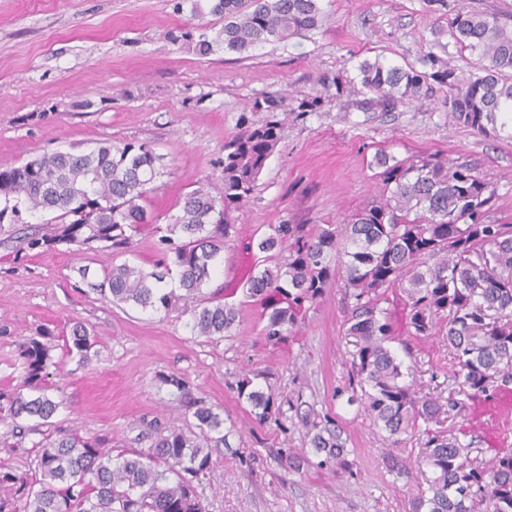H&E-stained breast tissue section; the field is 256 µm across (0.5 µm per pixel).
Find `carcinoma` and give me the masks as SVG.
Listing matches in <instances>:
<instances>
[{
    "mask_svg": "<svg viewBox=\"0 0 512 512\" xmlns=\"http://www.w3.org/2000/svg\"><path fill=\"white\" fill-rule=\"evenodd\" d=\"M191 13L224 20L210 37L196 41L199 55L246 53L322 26L320 0H179ZM456 41L478 55L480 74L460 79L446 68L426 75L380 60L360 65V83L384 102L408 104L421 96L428 77L448 86V110L456 123L512 139V25L494 14L465 12L454 22ZM270 100L264 123L225 139L220 159L222 195L199 187L176 202L177 213L160 223L148 203L151 184L161 175L158 156L145 144L101 143L80 153L57 151L20 166L0 167V228L25 223V215L50 213L45 227L19 236V249L74 251L102 249L131 256L137 237L157 238L160 260L146 269L129 260L114 264L88 286L113 304L169 309L175 298L198 299L224 249L236 241L233 213L248 203L267 160L281 139L282 120ZM382 187L341 224H270L244 250L260 256L242 280L245 297L261 302L260 335L274 347L288 342L309 306L336 286L351 300L343 336L351 383L360 390L364 412L397 447L401 435L444 413L443 405L416 395L402 363L390 348L396 339L394 314L383 304L400 291L402 319L411 336H430L446 320L448 347L458 394L488 397L512 383V227L492 224L486 206L492 190L468 164L450 165L433 155L390 162ZM182 291H166L168 282ZM240 325V310L224 303L193 309V335L222 339ZM97 343L83 323L67 336L49 327L19 346L23 388L0 390V422L21 427L28 419L51 418L59 402L48 394L46 368L62 346L85 365ZM161 383L176 390L192 410L197 428L225 441L224 416L192 396L176 374ZM238 396L260 418L275 414L271 395L249 377ZM310 440L318 453L339 458L345 442L335 431L312 423ZM34 461L37 480L19 481L0 471V487L15 489L23 512H204L194 480L211 466L212 449L171 426L154 446L113 458L99 440L76 433L45 438ZM471 445L434 436L422 457L431 477L429 495L414 512H512V451L483 460Z\"/></svg>",
    "mask_w": 512,
    "mask_h": 512,
    "instance_id": "obj_1",
    "label": "carcinoma"
}]
</instances>
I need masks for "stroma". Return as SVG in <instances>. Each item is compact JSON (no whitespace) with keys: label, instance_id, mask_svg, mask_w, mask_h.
<instances>
[{"label":"stroma","instance_id":"obj_1","mask_svg":"<svg viewBox=\"0 0 512 512\" xmlns=\"http://www.w3.org/2000/svg\"><path fill=\"white\" fill-rule=\"evenodd\" d=\"M176 0H0V166L55 151L135 142L161 157L151 208L174 211L178 198L204 186L220 195L216 163L241 119L260 125L265 100L286 98L281 141L248 204L236 212L237 241L224 251V272L205 296L243 308L238 334L192 335V303L172 310L118 306L92 292L114 257L61 246L46 253L0 244V389L23 382L18 347L40 327L68 331L82 322L97 333L98 355L85 365L55 350L47 382L60 402L49 423L19 438L0 423V468L27 470L45 435L98 439L113 454L147 450L155 426L197 435L192 415L172 400L161 376L185 378L194 396L224 411L229 436L215 448L197 486L205 512H413L426 483L418 464L431 435L456 439L491 457L512 449V426L477 405L418 423L392 446L386 432L351 401L343 338L345 292L328 289L297 329L288 352L265 346L260 307L239 284L241 243L267 225L336 223L377 193L383 152L398 160L439 154L467 163L494 196L487 216L512 225V141L457 125L447 86L430 82L417 100L384 108L360 84L359 66L385 63L432 72L440 64L461 77L477 55L452 35L459 9L512 20V0H322L327 22L244 54L198 55L174 34L218 30ZM87 267L81 280L78 267ZM391 348L418 394L457 390L442 334L405 336ZM250 377L271 393L278 419L259 420L239 399ZM334 428L343 461L314 453L312 422Z\"/></svg>","mask_w":512,"mask_h":512}]
</instances>
